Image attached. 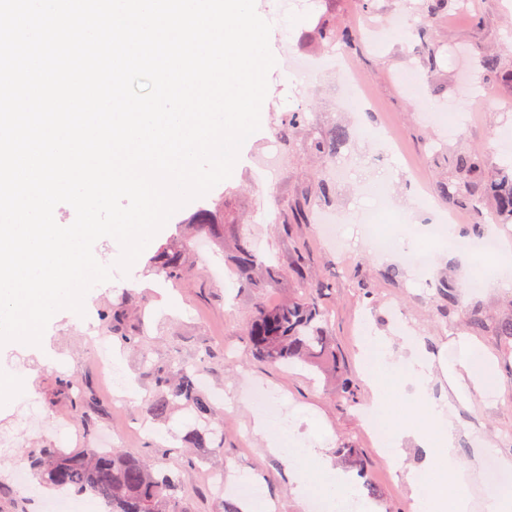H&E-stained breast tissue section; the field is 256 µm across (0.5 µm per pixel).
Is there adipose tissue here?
I'll return each mask as SVG.
<instances>
[{
    "label": "adipose tissue",
    "instance_id": "obj_1",
    "mask_svg": "<svg viewBox=\"0 0 512 512\" xmlns=\"http://www.w3.org/2000/svg\"><path fill=\"white\" fill-rule=\"evenodd\" d=\"M402 352L390 357L389 340L383 336H370L366 346L375 361L366 382L372 391V407L386 415L387 445L395 449L406 439H413L422 447L432 449V464L447 472L446 480H438L427 474L417 477L415 500L419 512H474L469 493L466 472L468 463L460 458L454 447L456 426L448 405L434 401L428 393V383L434 368H441L449 386H456L458 370H469V350L465 345L454 347L448 356L432 359L419 349V342L411 334H403ZM390 380L400 394L409 395L412 406L423 416L421 426L412 427L389 417L390 402L382 389L383 380ZM295 413L281 411L274 418L257 417L254 431L268 442V450L274 454L292 453L299 462L298 478L300 494L316 489L327 494L329 512H338L343 503L354 497L355 492L347 473L336 468L325 451L321 439L297 440L291 425Z\"/></svg>",
    "mask_w": 512,
    "mask_h": 512
}]
</instances>
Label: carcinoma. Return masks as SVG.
I'll list each match as a JSON object with an SVG mask.
<instances>
[{
	"mask_svg": "<svg viewBox=\"0 0 512 512\" xmlns=\"http://www.w3.org/2000/svg\"><path fill=\"white\" fill-rule=\"evenodd\" d=\"M452 0H422L420 6L421 34L433 31L441 18L448 14ZM341 43L349 54L359 51L363 37L357 29L338 26L336 21L323 15L311 29H305L299 44L311 42ZM482 77L488 84L500 80L512 81V65L505 64L501 55L494 53L482 60ZM305 122L301 111L290 112L281 118L275 135L281 146L288 151H302L316 156H334L340 153L350 140L348 128L333 125L321 137L310 142L301 139V127ZM432 163L439 169L445 165L452 170L451 176L437 180L435 191L448 210H468L471 222L459 227L462 240L484 235L486 218L496 224H512V163L492 168L488 158L480 151L471 150L448 156L443 152L432 155ZM334 187L328 182H319L300 191L292 204L280 213L277 222L286 226L304 224L307 209L316 199L328 200ZM488 212H483V209ZM193 224L199 232L223 228L224 237L232 242V264L237 281L242 288H260L259 275L266 272L275 279L278 271L265 262L252 249L248 236L238 224H217L216 213L200 208L193 216ZM156 272L172 282H181L187 277V268L180 250L164 246L153 257ZM293 283V292L288 298L275 304L258 303L246 327L250 353L253 358L269 364L288 363L299 360L320 371L339 376L340 362L329 332V312L324 296L331 283L324 280L311 282L301 257H296L288 269ZM437 293L448 302L445 316H450L459 307L456 285L447 280L438 281ZM127 310L122 306L104 314L112 332L121 334L125 341L132 340L136 333L120 332V325ZM469 324L474 329L492 325L493 332L506 348L512 350V312L502 314L489 322L480 313L469 315ZM201 367L197 363L184 364L173 370L165 365L152 364L149 374L154 383V392L147 399L145 412L154 419H164L172 407L180 403L193 415V423L187 426L183 441L203 452L222 448L218 442L222 424L217 411L202 395L197 383ZM59 387L70 399L71 412L87 429L94 421L90 412L96 410V397L89 386L76 377H64ZM339 457L349 462L358 471H363V459L359 448L347 443L337 449ZM33 468L40 480L61 491L80 496L93 493L108 503L111 512H190L188 502L191 491L180 476L172 471L155 467L154 463L129 456L117 449L84 448L77 453L66 454L49 444L35 453Z\"/></svg>",
	"mask_w": 512,
	"mask_h": 512,
	"instance_id": "carcinoma-1",
	"label": "carcinoma"
}]
</instances>
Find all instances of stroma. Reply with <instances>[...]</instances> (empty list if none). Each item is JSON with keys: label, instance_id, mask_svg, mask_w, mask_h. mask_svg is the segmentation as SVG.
<instances>
[{"label": "stroma", "instance_id": "35a3bbf8", "mask_svg": "<svg viewBox=\"0 0 512 512\" xmlns=\"http://www.w3.org/2000/svg\"><path fill=\"white\" fill-rule=\"evenodd\" d=\"M420 0H374L375 10L360 13L355 0H256L258 15L272 26L270 48L276 58L268 74V93L260 114V128L239 151L231 176L213 187L203 199L192 200L175 212L154 236L151 249L176 241L186 242L189 283H172L156 275L147 255H140L129 270L117 268L119 244L98 242L95 258L110 266L111 281L95 285L84 299V315L58 311L50 320L40 345L0 350V369L22 375L26 393L10 407L0 408V429L15 423L29 411L41 412L34 426L23 427L8 452H0V512H41L54 500L56 491L28 476L24 487L11 479L14 468H29L30 453L51 443L68 452L86 447L118 448L127 454L156 459L161 448L180 446L190 414L173 409L166 420L153 421L143 414L145 398L153 388L146 362L179 367L196 361L204 366V393L215 401L224 423L223 450L197 458L194 466L180 470L192 489L191 512H223V503L239 499L243 476L260 486L263 498L273 502V512H308L298 503L294 481L295 461L268 452L267 443L253 431L259 411L252 401L256 386L278 391L282 401L305 407L295 423L296 434L311 437L330 433L329 451L351 442L362 452L364 472L356 485L371 483L376 512H414L409 471L428 470L425 449L404 442L399 456L388 459L364 432L362 411L371 404V394L362 379V349L367 332L387 336L400 344L399 333L407 329L418 336L432 358L447 353L452 343L466 341L480 349L497 380L485 386L481 378L463 377L458 390H451L441 370H434L430 395L450 403L456 425L455 448L459 457L482 458L472 472L469 488L474 504L482 502L505 477L498 460L512 458V353L505 351L498 336L467 327L461 315L442 317V302L436 296L433 276L442 272L456 281L464 308L478 309L489 317L512 310V281L499 288H469L475 261L466 253L443 251L441 243L411 242L401 226L391 223L394 215L408 223L424 224L430 216L445 214L446 206L432 198L430 211L418 209L417 186L434 188L439 178L431 162L428 144L436 143L449 153L482 149L497 158L496 145L504 133H512V84L490 85L495 101L481 102V60L493 50L512 56V0H465L463 7L444 16L432 43L437 48L438 68L427 72L416 51L421 40ZM333 14L337 24H353L361 31L381 24L390 15L406 25L403 38L381 44L366 39L359 52L344 54L341 45L312 44L306 49L313 59H346L362 79L373 101L369 112L336 110L338 90L335 71L324 69L302 79L288 68L284 51L295 48L302 29L313 27L324 14ZM458 112L462 125L456 136L447 127L429 122L427 113ZM302 111L303 137H318L341 124L353 133L341 155L311 158L282 151L274 124L284 113ZM279 151L273 172L259 169L257 156ZM334 182L336 193L329 201L312 205L310 223L284 231L275 218L291 204L302 187L318 180ZM379 183L388 191L389 220L381 224L392 247L382 254L365 241L360 215L374 205L362 192L365 184ZM235 197L229 220L249 225L251 237L265 258L287 264L295 251L307 257L309 275L333 278L336 286L325 301L330 310L329 330L341 362L342 377L353 385L356 397H339L337 379L309 367L270 365L252 358L245 336L256 303L275 304L291 291L287 276L244 289L235 281L224 260L217 236L201 246L200 234L188 226V218L200 203L216 205L225 189ZM327 212L342 222L339 245L324 242L314 224ZM428 252L429 271L404 263L402 254L410 245ZM397 266V282L384 280L381 272ZM135 293V311L128 317L132 329L141 333L144 345L126 344L112 334L102 314L121 305L126 293ZM119 352L123 362L112 381L131 380L135 388L122 401H115L109 383L101 375L98 347ZM78 376L90 385L99 406L95 427L85 430L72 417L68 402L56 394L59 378ZM224 470L223 490L207 482L212 470Z\"/></svg>", "mask_w": 512, "mask_h": 512}]
</instances>
